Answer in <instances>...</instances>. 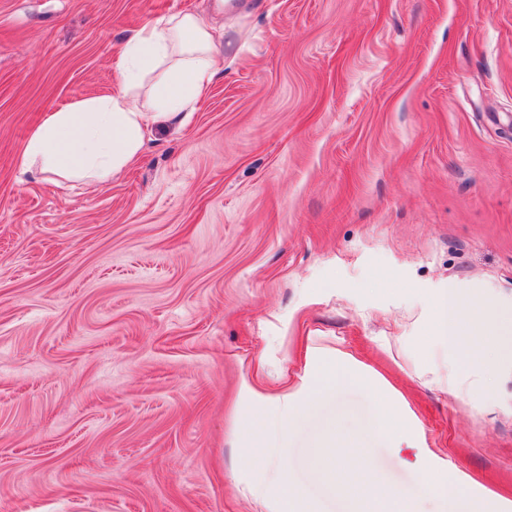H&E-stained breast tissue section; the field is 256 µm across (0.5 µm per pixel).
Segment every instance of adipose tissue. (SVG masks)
Returning <instances> with one entry per match:
<instances>
[{
  "label": "adipose tissue",
  "instance_id": "adipose-tissue-1",
  "mask_svg": "<svg viewBox=\"0 0 512 512\" xmlns=\"http://www.w3.org/2000/svg\"><path fill=\"white\" fill-rule=\"evenodd\" d=\"M224 69V50L216 27L201 15L178 13L160 24H146L120 50L112 93L101 94L48 113L27 138L19 159L22 172L103 183L142 155L151 124L175 120L191 111ZM426 345L448 349L441 376L451 396L465 390L462 374L476 371L493 380L496 365L512 335V312L464 309L458 288L448 287L430 301ZM359 388L371 414L355 417L336 408V390ZM250 401L237 423L241 456L250 472L253 496L276 503V512H316L300 484L281 483L272 465L287 467V450L295 432L309 420L319 422L320 436L305 457L326 495L348 499L351 512H512V498L488 502L462 469L442 465L404 397L378 373L345 353L307 356L301 375L286 391L264 395L244 382ZM278 456H271L273 437ZM384 441L396 450L414 451L423 484L411 494L384 483L366 463L351 464V448Z\"/></svg>",
  "mask_w": 512,
  "mask_h": 512
}]
</instances>
